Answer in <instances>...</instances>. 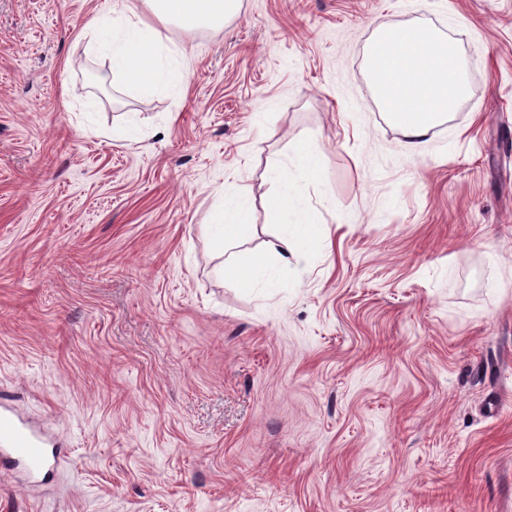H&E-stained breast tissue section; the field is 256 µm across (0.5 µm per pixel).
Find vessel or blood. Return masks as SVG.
Instances as JSON below:
<instances>
[{"label": "vessel or blood", "instance_id": "obj_1", "mask_svg": "<svg viewBox=\"0 0 512 512\" xmlns=\"http://www.w3.org/2000/svg\"><path fill=\"white\" fill-rule=\"evenodd\" d=\"M0 455L22 466L28 479L33 480L45 468L48 451L29 425L0 410Z\"/></svg>", "mask_w": 512, "mask_h": 512}]
</instances>
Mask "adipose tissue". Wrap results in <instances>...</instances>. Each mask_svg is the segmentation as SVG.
I'll use <instances>...</instances> for the list:
<instances>
[{
  "label": "adipose tissue",
  "mask_w": 512,
  "mask_h": 512,
  "mask_svg": "<svg viewBox=\"0 0 512 512\" xmlns=\"http://www.w3.org/2000/svg\"><path fill=\"white\" fill-rule=\"evenodd\" d=\"M152 15L143 20L130 0L94 14L82 34L92 53L109 61L114 83L144 96L178 94L171 75L178 54L163 28L175 22L188 29H207L238 9L239 0H143ZM368 68L376 95L389 119L402 133L406 157L424 156L434 128L451 106L468 93L466 65L443 34L432 29L389 27L382 30L368 53ZM322 165L310 140L299 138L287 160L271 166L268 179L278 191L275 221L277 242L264 252L242 250L247 233L216 214L210 233L227 257L219 270L234 287L264 294L275 290L288 270L289 257L310 245L314 227L300 223L297 204L308 188L319 184Z\"/></svg>",
  "instance_id": "ef3b65f1"
}]
</instances>
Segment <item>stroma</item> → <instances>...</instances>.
I'll return each mask as SVG.
<instances>
[{"instance_id":"stroma-1","label":"stroma","mask_w":512,"mask_h":512,"mask_svg":"<svg viewBox=\"0 0 512 512\" xmlns=\"http://www.w3.org/2000/svg\"><path fill=\"white\" fill-rule=\"evenodd\" d=\"M103 2L0 0V399L56 451L0 512H512V0H241L168 27L179 98L113 84ZM392 26L469 73L412 162L366 67ZM297 136L318 237L226 284L212 217L270 240Z\"/></svg>"}]
</instances>
